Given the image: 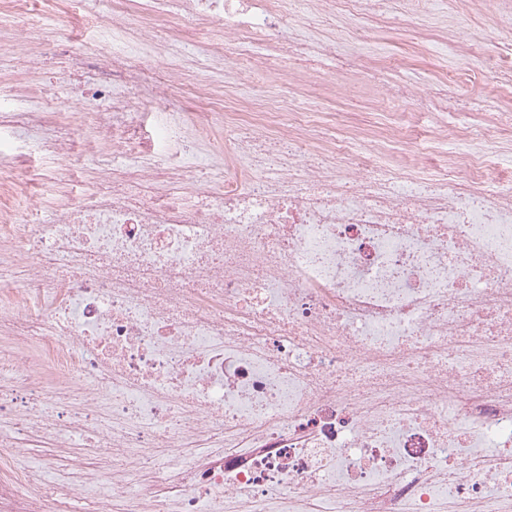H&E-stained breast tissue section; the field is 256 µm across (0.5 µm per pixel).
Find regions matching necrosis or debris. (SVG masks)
<instances>
[{
    "label": "necrosis or debris",
    "instance_id": "4bbe7bcc",
    "mask_svg": "<svg viewBox=\"0 0 512 512\" xmlns=\"http://www.w3.org/2000/svg\"><path fill=\"white\" fill-rule=\"evenodd\" d=\"M306 5L399 25L424 0ZM294 7H118L104 25L133 41L67 51L92 92L60 112L39 86L17 89L26 108L0 99L1 135L81 112L112 126L93 199L48 223L13 209L25 156L0 167V512H512V103L458 121L453 72L366 119L304 107L359 93L364 65L330 38L259 53ZM172 19L182 46L218 22L215 55L258 87L287 77L300 102L230 104L185 77L198 148L163 161L182 120L140 110L133 53ZM41 448L58 463L29 465Z\"/></svg>",
    "mask_w": 512,
    "mask_h": 512
}]
</instances>
